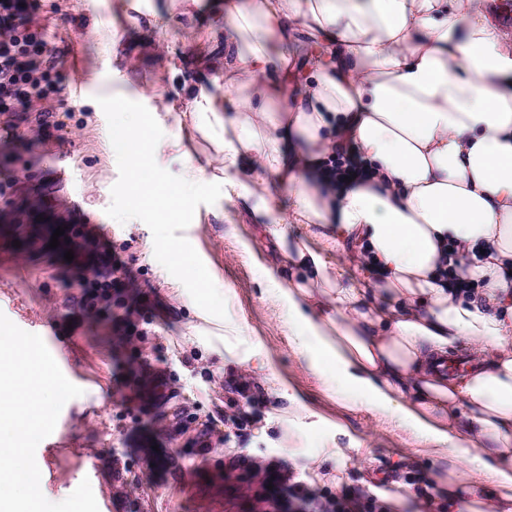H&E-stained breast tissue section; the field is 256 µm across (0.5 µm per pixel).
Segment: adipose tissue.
<instances>
[{
	"label": "adipose tissue",
	"mask_w": 512,
	"mask_h": 512,
	"mask_svg": "<svg viewBox=\"0 0 512 512\" xmlns=\"http://www.w3.org/2000/svg\"><path fill=\"white\" fill-rule=\"evenodd\" d=\"M214 3L222 21L193 63L224 83L192 105L226 197L276 221L278 240L308 227L286 251L294 277L268 278L294 346L329 367L345 403L393 413L454 468L489 473L477 509L448 480V512H512V32L488 0ZM342 140L365 179L321 189ZM268 174L290 211L263 190ZM445 261L480 283L476 297L440 285ZM462 345L475 365L441 372Z\"/></svg>",
	"instance_id": "adipose-tissue-1"
}]
</instances>
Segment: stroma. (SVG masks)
I'll return each instance as SVG.
<instances>
[{
  "label": "stroma",
  "mask_w": 512,
  "mask_h": 512,
  "mask_svg": "<svg viewBox=\"0 0 512 512\" xmlns=\"http://www.w3.org/2000/svg\"><path fill=\"white\" fill-rule=\"evenodd\" d=\"M210 3L180 26L169 22L170 0H38L33 15L60 62L39 107L63 124L21 122L25 137L12 142L0 129V183L13 181L0 191V313L36 323L83 390L36 449L48 499L63 501L86 479L99 512H276L260 498L272 464L325 497L355 488L392 512H435L420 491L447 475V459L392 416L344 407L294 349L282 306L265 298L264 268L291 270L272 225L222 197L199 206L184 231L218 276L228 319L246 329L250 353L233 360L197 341L221 328L188 307L148 226L106 213L119 171L97 96L136 102L154 89L141 101L164 132L155 159L171 173L180 155L202 164L212 154L184 93L194 81L184 57L212 20ZM145 34L161 54L141 45ZM108 250L132 283L90 313L71 282L94 279ZM242 382L256 398L244 422L233 390Z\"/></svg>",
  "instance_id": "1"
}]
</instances>
